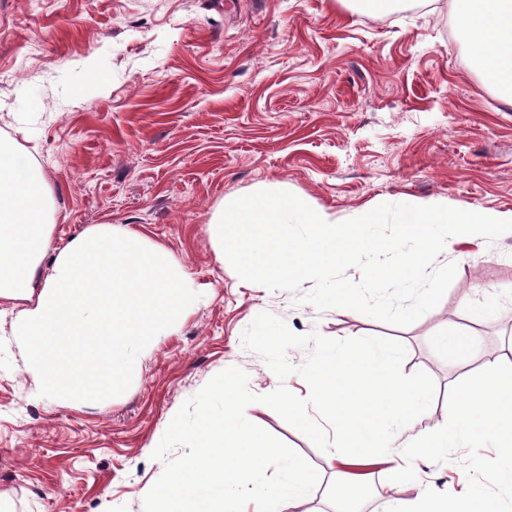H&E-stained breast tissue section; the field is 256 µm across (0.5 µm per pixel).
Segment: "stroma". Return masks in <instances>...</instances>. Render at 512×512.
<instances>
[{
    "mask_svg": "<svg viewBox=\"0 0 512 512\" xmlns=\"http://www.w3.org/2000/svg\"><path fill=\"white\" fill-rule=\"evenodd\" d=\"M41 165L56 249L98 224L137 231L180 261L202 300L140 355L129 389L99 402L34 399L16 347L0 349V495L10 512H143L162 475L151 454L167 422L235 366L256 395L279 381L242 345L261 312L295 334L403 344L404 374L436 384L415 427L448 422L454 392L484 356L512 347V234L466 254L408 326L241 280L217 259L211 222L224 198L287 191L337 221L383 203L512 212V103L475 66L448 0L368 10L362 0H0V135ZM478 336L481 354L450 355L442 336ZM252 423L333 477L328 453L270 407ZM499 460L471 442L407 471L359 467L370 488L477 490L512 512V487L488 481Z\"/></svg>",
    "mask_w": 512,
    "mask_h": 512,
    "instance_id": "35a3bbf8",
    "label": "stroma"
}]
</instances>
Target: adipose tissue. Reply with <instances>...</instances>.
<instances>
[{
	"mask_svg": "<svg viewBox=\"0 0 512 512\" xmlns=\"http://www.w3.org/2000/svg\"><path fill=\"white\" fill-rule=\"evenodd\" d=\"M449 10L480 69L512 97V0H449ZM501 362L489 357L469 377L449 424L417 432L414 421L428 393L396 377L395 350L364 346L325 353L306 383L336 425L334 496L343 498L349 487L348 466L430 458L463 442L476 418L503 466L512 468V376L500 375ZM386 500V512H493L473 495H451L429 485L412 494L387 493Z\"/></svg>",
	"mask_w": 512,
	"mask_h": 512,
	"instance_id": "ef3b65f1",
	"label": "adipose tissue"
}]
</instances>
